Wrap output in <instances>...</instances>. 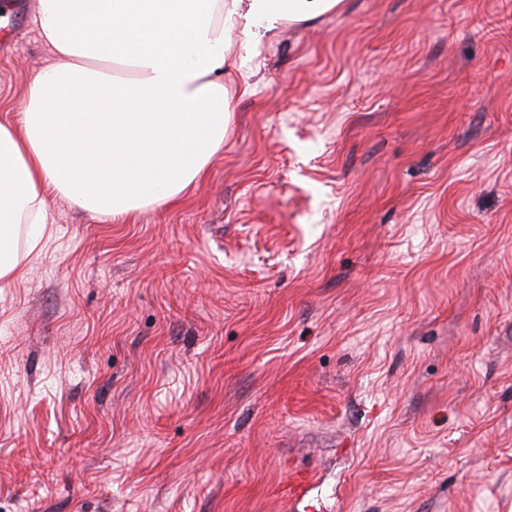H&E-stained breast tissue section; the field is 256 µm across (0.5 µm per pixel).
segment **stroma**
Here are the masks:
<instances>
[{
  "instance_id": "obj_1",
  "label": "stroma",
  "mask_w": 512,
  "mask_h": 512,
  "mask_svg": "<svg viewBox=\"0 0 512 512\" xmlns=\"http://www.w3.org/2000/svg\"><path fill=\"white\" fill-rule=\"evenodd\" d=\"M0 12V122L52 56ZM203 180L56 196L0 282V512H512V0H345Z\"/></svg>"
}]
</instances>
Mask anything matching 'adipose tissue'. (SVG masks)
Listing matches in <instances>:
<instances>
[{"instance_id":"ef3b65f1","label":"adipose tissue","mask_w":512,"mask_h":512,"mask_svg":"<svg viewBox=\"0 0 512 512\" xmlns=\"http://www.w3.org/2000/svg\"><path fill=\"white\" fill-rule=\"evenodd\" d=\"M342 3L36 0L53 60L0 123V281L38 248L50 196L115 220L178 204L223 146L262 38Z\"/></svg>"}]
</instances>
